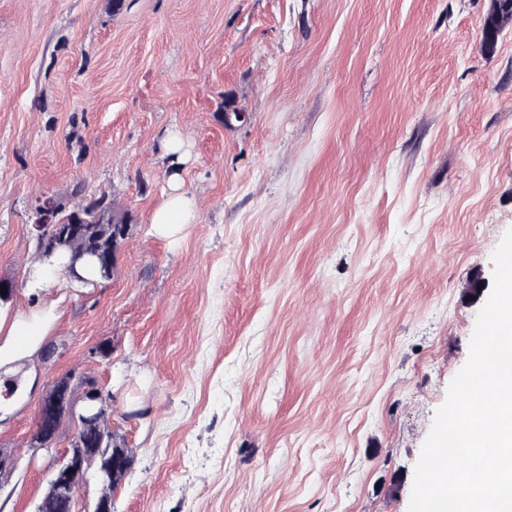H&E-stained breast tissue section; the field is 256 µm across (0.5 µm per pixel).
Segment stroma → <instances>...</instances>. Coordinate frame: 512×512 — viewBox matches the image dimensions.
I'll return each mask as SVG.
<instances>
[{
    "label": "stroma",
    "mask_w": 512,
    "mask_h": 512,
    "mask_svg": "<svg viewBox=\"0 0 512 512\" xmlns=\"http://www.w3.org/2000/svg\"><path fill=\"white\" fill-rule=\"evenodd\" d=\"M490 0H0V278L32 209L108 193L111 279L62 297L0 420V512H35L49 381L112 393L114 512H407L512 228V26ZM245 121H225V105ZM183 143L169 150V135ZM196 219L151 231L173 191ZM108 344L104 357L90 349Z\"/></svg>",
    "instance_id": "obj_1"
}]
</instances>
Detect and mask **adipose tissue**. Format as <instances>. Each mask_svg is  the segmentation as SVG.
Listing matches in <instances>:
<instances>
[{
  "label": "adipose tissue",
  "instance_id": "obj_1",
  "mask_svg": "<svg viewBox=\"0 0 512 512\" xmlns=\"http://www.w3.org/2000/svg\"><path fill=\"white\" fill-rule=\"evenodd\" d=\"M194 219V203L184 194L170 195L151 219L155 235L173 238ZM54 322L52 309L22 312L0 303V380L13 388L12 396L0 395V413L10 414L35 381L32 363Z\"/></svg>",
  "mask_w": 512,
  "mask_h": 512
}]
</instances>
